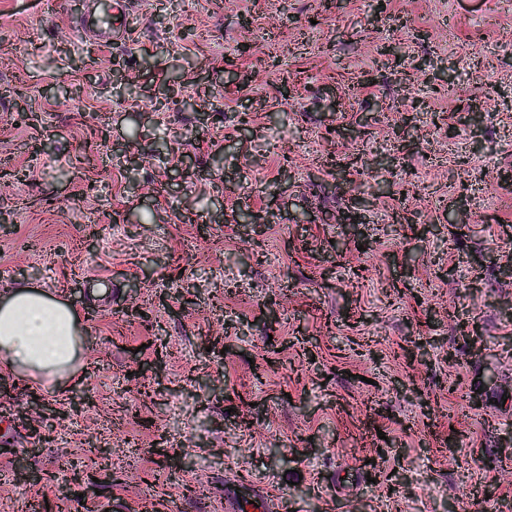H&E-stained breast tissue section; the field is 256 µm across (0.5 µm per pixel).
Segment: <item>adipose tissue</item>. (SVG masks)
<instances>
[{"instance_id": "ef3b65f1", "label": "adipose tissue", "mask_w": 512, "mask_h": 512, "mask_svg": "<svg viewBox=\"0 0 512 512\" xmlns=\"http://www.w3.org/2000/svg\"><path fill=\"white\" fill-rule=\"evenodd\" d=\"M77 317L68 304L29 288L0 301V364L24 373L67 372L78 353Z\"/></svg>"}]
</instances>
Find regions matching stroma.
I'll return each instance as SVG.
<instances>
[{
    "instance_id": "obj_1",
    "label": "stroma",
    "mask_w": 512,
    "mask_h": 512,
    "mask_svg": "<svg viewBox=\"0 0 512 512\" xmlns=\"http://www.w3.org/2000/svg\"><path fill=\"white\" fill-rule=\"evenodd\" d=\"M83 2L0 0V299L81 340L0 367V512H512V0H133L110 46ZM76 313L68 304L25 288L0 302V361L24 373L67 372L78 353Z\"/></svg>"
}]
</instances>
